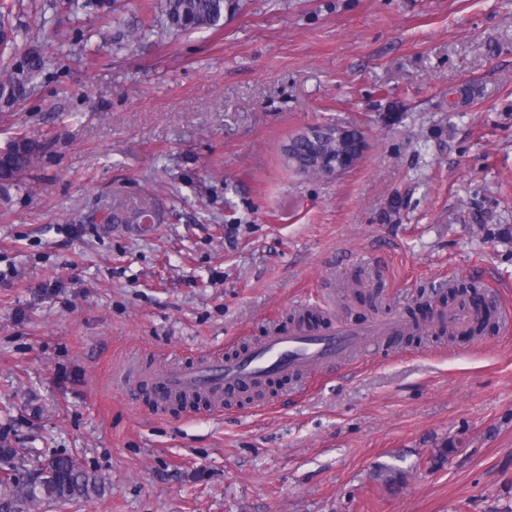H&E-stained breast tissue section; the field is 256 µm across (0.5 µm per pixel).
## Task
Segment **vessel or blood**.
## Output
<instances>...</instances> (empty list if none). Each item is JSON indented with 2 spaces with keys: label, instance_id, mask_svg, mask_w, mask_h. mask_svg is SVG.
<instances>
[{
  "label": "vessel or blood",
  "instance_id": "1",
  "mask_svg": "<svg viewBox=\"0 0 512 512\" xmlns=\"http://www.w3.org/2000/svg\"><path fill=\"white\" fill-rule=\"evenodd\" d=\"M400 323L378 322L355 327L340 320L313 331L301 323L271 329L255 345L234 353L211 355L198 362L150 370L146 379L162 399L202 395L214 405L243 389L260 390L270 381L297 378L341 367L358 358L374 339L399 332Z\"/></svg>",
  "mask_w": 512,
  "mask_h": 512
}]
</instances>
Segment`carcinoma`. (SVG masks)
<instances>
[{"mask_svg": "<svg viewBox=\"0 0 512 512\" xmlns=\"http://www.w3.org/2000/svg\"><path fill=\"white\" fill-rule=\"evenodd\" d=\"M169 25L194 31L215 25L224 0H164ZM47 146L21 134L0 153V177L10 186L44 156ZM105 493V483L69 455L53 456L20 476H0V512H37L58 503L89 500Z\"/></svg>", "mask_w": 512, "mask_h": 512, "instance_id": "1", "label": "carcinoma"}]
</instances>
